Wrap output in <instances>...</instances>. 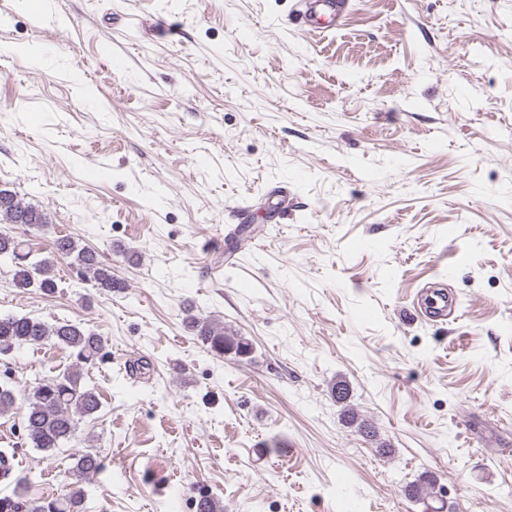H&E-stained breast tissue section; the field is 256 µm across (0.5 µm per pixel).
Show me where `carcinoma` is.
I'll use <instances>...</instances> for the list:
<instances>
[{
    "mask_svg": "<svg viewBox=\"0 0 512 512\" xmlns=\"http://www.w3.org/2000/svg\"><path fill=\"white\" fill-rule=\"evenodd\" d=\"M0 224H20L35 229H44L51 224L48 214L24 203L16 192L0 189ZM30 252L18 237L0 231V259H8L15 267L14 286L21 289L36 286L46 293L58 288L56 263L60 259H72L84 275L90 277L94 286L112 291L123 287L122 281L112 272V265L102 261L98 254L77 244L74 237L61 235L53 240L50 255L35 262H29ZM195 335L209 350L222 355L235 352L244 355L249 344L240 336L224 333V327L193 319L190 321ZM53 342L71 351L73 362L57 375L47 376L33 388L28 398L24 415V428L33 447L44 453H55L64 442L72 439L77 432L78 419L96 412L100 405L95 387L84 382L88 366L102 357L106 347L104 337L86 330L82 324L59 321L49 325L28 316H0V353L9 352L27 345H43ZM336 402L343 405L344 415L351 422H358L359 431L366 437L375 436L371 425L358 420L350 406L349 388L338 380L332 386ZM72 473L75 482L67 493L38 498L24 499L21 493L0 497V512H83L85 499L82 478L96 472L101 462L99 456L90 452L72 454ZM434 480L424 477L405 486L407 495L414 499L432 497Z\"/></svg>",
    "mask_w": 512,
    "mask_h": 512,
    "instance_id": "1",
    "label": "carcinoma"
}]
</instances>
